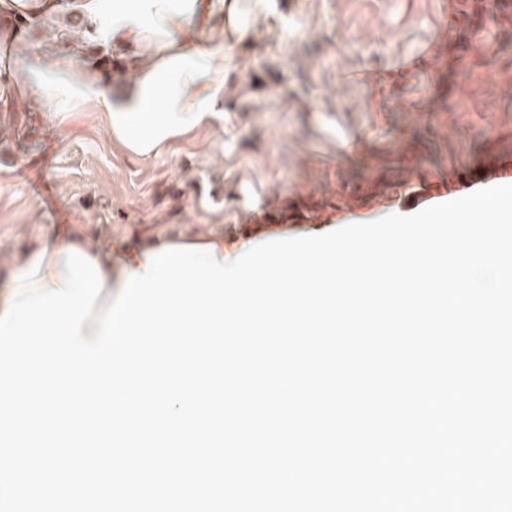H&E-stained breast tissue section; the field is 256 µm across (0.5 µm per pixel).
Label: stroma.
<instances>
[{"label": "stroma", "instance_id": "1", "mask_svg": "<svg viewBox=\"0 0 512 512\" xmlns=\"http://www.w3.org/2000/svg\"><path fill=\"white\" fill-rule=\"evenodd\" d=\"M490 3L274 0L227 60L223 124L149 162L0 93V283L62 222L239 235L276 205L301 232L447 201L449 174L512 154V7Z\"/></svg>", "mask_w": 512, "mask_h": 512}]
</instances>
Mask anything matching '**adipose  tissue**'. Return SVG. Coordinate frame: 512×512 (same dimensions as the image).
Returning <instances> with one entry per match:
<instances>
[{
	"label": "adipose tissue",
	"mask_w": 512,
	"mask_h": 512,
	"mask_svg": "<svg viewBox=\"0 0 512 512\" xmlns=\"http://www.w3.org/2000/svg\"><path fill=\"white\" fill-rule=\"evenodd\" d=\"M87 27L86 38L57 33L65 50L49 49L35 65L14 63L5 89H25L48 111L54 128L74 112L99 110L114 145L128 157L149 160L196 131L223 122L220 97L227 84L225 62L231 50L247 42L252 25L245 12L261 15L269 0H77ZM103 48L130 50L134 61L123 76L106 77L99 64L87 62L89 40ZM215 248L218 260L236 256L243 239L220 232L151 237L142 227L115 238L91 237L87 225L60 224L54 234L32 243L17 257L11 277L0 285V316L17 288L16 276L41 261L37 288H60L67 249L75 248L98 265L102 287L95 307L119 298L134 271L144 270L151 254L169 246Z\"/></svg>",
	"instance_id": "adipose-tissue-1"
}]
</instances>
